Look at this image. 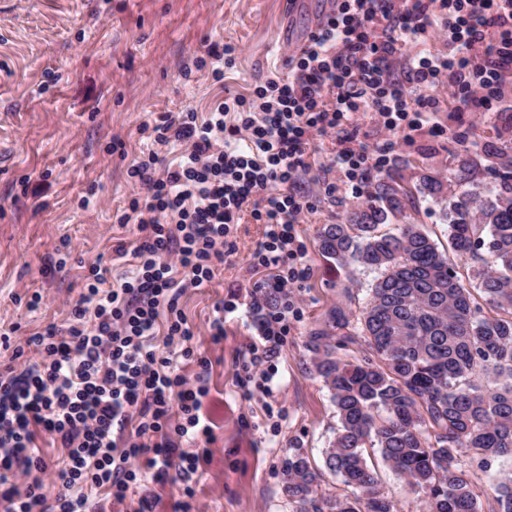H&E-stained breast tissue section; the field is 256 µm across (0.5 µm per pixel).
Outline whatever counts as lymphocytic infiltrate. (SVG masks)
<instances>
[{
  "label": "lymphocytic infiltrate",
  "instance_id": "obj_1",
  "mask_svg": "<svg viewBox=\"0 0 512 512\" xmlns=\"http://www.w3.org/2000/svg\"><path fill=\"white\" fill-rule=\"evenodd\" d=\"M439 8L448 14L445 64L417 48L427 0H335L286 76L255 84L250 99L224 101L207 119L187 110L151 127L154 144L180 154L165 165L149 153L128 172L142 193L131 203L137 245L117 256L132 257L131 267L115 274L88 263L66 321L30 338L37 359L14 351L17 365L0 373V512H88L90 496L122 500L146 475L168 472L182 512H193L212 437L201 413L211 362L197 352L180 299L233 254L232 228L244 213L263 224L252 264L270 270L260 287L279 302L263 313L239 381L269 394L272 359L301 312L295 290L307 268L296 226L314 204L297 178L313 136L337 145L341 177L326 195L358 199L391 149L358 142L362 116L391 135L412 131L443 91L459 111L475 112L512 70V0H440ZM409 45L402 81L394 67ZM409 83L421 92L414 104ZM185 361L195 363L196 382L181 374ZM40 432L63 448L62 467L42 457Z\"/></svg>",
  "mask_w": 512,
  "mask_h": 512
}]
</instances>
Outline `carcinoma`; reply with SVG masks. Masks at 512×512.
Returning a JSON list of instances; mask_svg holds the SVG:
<instances>
[{
	"instance_id": "cac0c4a2",
	"label": "carcinoma",
	"mask_w": 512,
	"mask_h": 512,
	"mask_svg": "<svg viewBox=\"0 0 512 512\" xmlns=\"http://www.w3.org/2000/svg\"><path fill=\"white\" fill-rule=\"evenodd\" d=\"M422 197L444 204L451 251L418 224L379 226ZM371 201L317 232L322 257L340 269L379 273L358 306L338 304L308 337L316 373L331 393L339 427L325 465L353 495L318 492L321 474L299 448L283 461L293 512H397L364 449L423 493L424 512H512V476L481 501L462 454L512 457V146H463L448 176L399 171L371 181ZM482 262L484 313L457 277L451 255ZM352 345L344 359L337 350Z\"/></svg>"
}]
</instances>
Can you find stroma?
Returning <instances> with one entry per match:
<instances>
[{"mask_svg":"<svg viewBox=\"0 0 512 512\" xmlns=\"http://www.w3.org/2000/svg\"><path fill=\"white\" fill-rule=\"evenodd\" d=\"M332 7L331 0H0V334H8L11 348H26L45 326L66 321L85 283V261L108 266L116 248H135L136 228L120 218L137 192L128 170L151 147L141 125L190 108L203 119L224 99L249 97L256 82L287 73L289 56ZM213 42L233 49L220 81L195 66ZM464 131L475 151L512 143V71L479 123L442 95L422 127L389 138L366 117L358 140L370 148L392 140L390 160L405 165L412 185L423 172L447 171L455 135ZM117 140L123 151L113 150ZM334 151L330 138L315 137L300 176L315 203L296 227L308 275L301 318L273 358L270 396L249 394L237 376L239 358L259 340L256 306L277 303L256 289L268 271L251 265L262 225L244 217L233 230L235 251L211 283L181 298L199 351L211 362L202 413L213 440L195 484L200 512H291L282 471L289 449L324 465L337 417L306 342L327 310L346 294L365 297L375 279L367 270L336 271L317 250V230L358 205L324 194L325 183L338 178ZM59 252L66 267L44 274L47 258ZM36 292L49 300L28 310ZM230 300L237 309L224 316L223 341L212 343L209 321ZM269 404L280 417L266 419ZM365 457L398 512H421L422 493L377 450ZM464 460L479 496L512 476L510 457L485 465L470 452ZM142 500L150 512H177L180 497L170 479L149 477L125 500L93 497L92 508L135 512Z\"/></svg>","mask_w":512,"mask_h":512,"instance_id":"35a3bbf8","label":"stroma"}]
</instances>
